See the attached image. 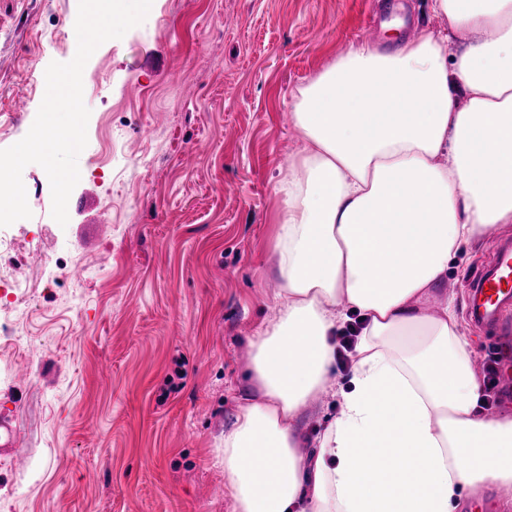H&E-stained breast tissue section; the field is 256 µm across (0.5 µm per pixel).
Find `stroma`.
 Listing matches in <instances>:
<instances>
[{"instance_id":"stroma-1","label":"stroma","mask_w":512,"mask_h":512,"mask_svg":"<svg viewBox=\"0 0 512 512\" xmlns=\"http://www.w3.org/2000/svg\"><path fill=\"white\" fill-rule=\"evenodd\" d=\"M78 0H0V149L31 128L51 62L73 59ZM370 40H363L364 28ZM466 32L429 0H154L85 65L87 145L69 221L48 177L22 179L30 218L0 228V264L50 287L8 315L0 347V512H235L224 432L252 389L251 341L277 314L274 193L301 147L297 88L350 46ZM512 224L459 252L437 296L456 304L475 371L497 339L468 290Z\"/></svg>"}]
</instances>
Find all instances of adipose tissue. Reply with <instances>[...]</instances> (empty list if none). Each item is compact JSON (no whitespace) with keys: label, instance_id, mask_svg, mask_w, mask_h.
<instances>
[{"label":"adipose tissue","instance_id":"ef3b65f1","mask_svg":"<svg viewBox=\"0 0 512 512\" xmlns=\"http://www.w3.org/2000/svg\"><path fill=\"white\" fill-rule=\"evenodd\" d=\"M432 10L466 47L363 45L293 97L278 312L251 343L260 394L224 433L236 512H458L464 492L512 485V414L483 412L454 302L424 309L462 247L512 224V0ZM347 307L364 323L352 387L302 455L305 407L336 392Z\"/></svg>","mask_w":512,"mask_h":512}]
</instances>
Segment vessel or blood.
<instances>
[{
  "instance_id": "b4317fda",
  "label": "vessel or blood",
  "mask_w": 512,
  "mask_h": 512,
  "mask_svg": "<svg viewBox=\"0 0 512 512\" xmlns=\"http://www.w3.org/2000/svg\"><path fill=\"white\" fill-rule=\"evenodd\" d=\"M512 307V244L499 248L488 271L477 279L469 296V315L479 324L503 326V312Z\"/></svg>"
}]
</instances>
